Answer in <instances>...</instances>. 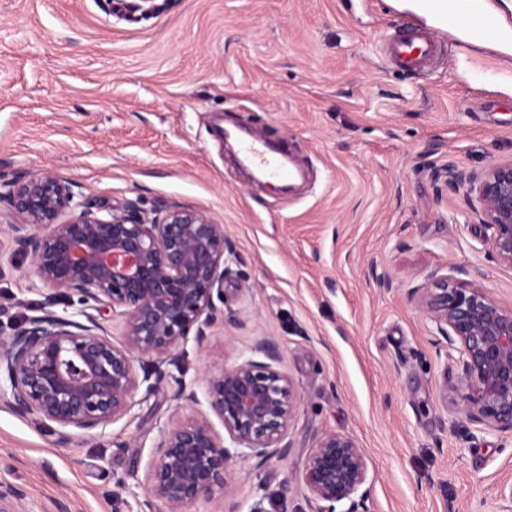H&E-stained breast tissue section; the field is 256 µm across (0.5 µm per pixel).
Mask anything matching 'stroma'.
<instances>
[{"mask_svg":"<svg viewBox=\"0 0 512 512\" xmlns=\"http://www.w3.org/2000/svg\"><path fill=\"white\" fill-rule=\"evenodd\" d=\"M134 2L0 0V342L42 300L6 244L3 192L45 168L106 210L179 205L223 224L224 302L176 364L137 362L154 392L105 433L62 447L48 422L0 405V477L21 490L19 512H163L147 487L161 434L209 414L207 371L264 339L301 397L289 453L235 459L230 490L188 512H311L302 473L333 432L367 459L369 512H503L512 433L466 420L459 353L408 293L459 266L512 310L491 230L431 179L512 161V84L476 70L512 76V56L447 33L431 72L395 71L380 39L401 26L398 0ZM220 124L289 149L307 182L254 183Z\"/></svg>","mask_w":512,"mask_h":512,"instance_id":"stroma-1","label":"stroma"}]
</instances>
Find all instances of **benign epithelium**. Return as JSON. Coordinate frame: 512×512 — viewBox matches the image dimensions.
Masks as SVG:
<instances>
[{
    "instance_id": "7a95c632",
    "label": "benign epithelium",
    "mask_w": 512,
    "mask_h": 512,
    "mask_svg": "<svg viewBox=\"0 0 512 512\" xmlns=\"http://www.w3.org/2000/svg\"><path fill=\"white\" fill-rule=\"evenodd\" d=\"M434 180L452 192L468 187L472 218L493 230V253L512 264V162H495L479 176L450 165ZM6 197L17 218L8 225L9 247L31 258L48 293L39 314L0 343V403L53 423L66 444L129 415L139 390L143 402L153 393L151 376L136 372L138 358L173 362L188 339L205 342L202 324L215 319L224 255L233 246L224 225L198 210L148 212L130 203L103 216L52 168L10 182ZM468 276L459 267L435 280L437 292L413 288L408 297L426 307L448 345H458L459 381L468 389L465 417L512 431V311L494 305ZM70 295L99 313L122 316V344H114L91 313L79 312L83 322L59 314L55 307ZM252 352L264 360L248 358L205 378L209 407L227 437L206 416L189 412L157 443L149 491L165 512H186L230 488L236 457L264 463L288 452L282 441L300 395L276 367L281 355L274 342L261 340ZM302 481L311 512H336L340 503L348 504L344 512H367L366 459L347 435L319 440ZM21 497L0 479V512H15Z\"/></svg>"
}]
</instances>
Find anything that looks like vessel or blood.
Returning a JSON list of instances; mask_svg holds the SVG:
<instances>
[{"mask_svg": "<svg viewBox=\"0 0 512 512\" xmlns=\"http://www.w3.org/2000/svg\"><path fill=\"white\" fill-rule=\"evenodd\" d=\"M403 27L404 36L385 39L382 51L390 65L405 72L424 68L438 50L440 33L447 30L459 42H481L512 52V21L491 10L489 0H414ZM243 150L266 176L275 180L292 177V170L271 157L261 140L244 143Z\"/></svg>", "mask_w": 512, "mask_h": 512, "instance_id": "obj_1", "label": "vessel or blood"}]
</instances>
